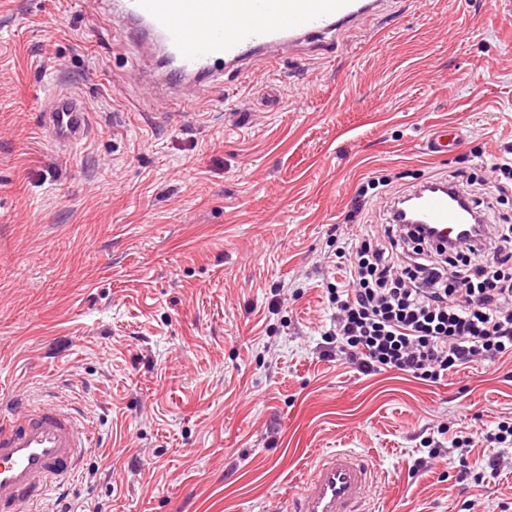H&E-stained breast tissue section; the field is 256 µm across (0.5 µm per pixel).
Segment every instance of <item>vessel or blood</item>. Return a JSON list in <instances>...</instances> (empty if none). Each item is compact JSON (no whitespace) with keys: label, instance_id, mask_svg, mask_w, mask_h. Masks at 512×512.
I'll use <instances>...</instances> for the list:
<instances>
[{"label":"vessel or blood","instance_id":"1","mask_svg":"<svg viewBox=\"0 0 512 512\" xmlns=\"http://www.w3.org/2000/svg\"><path fill=\"white\" fill-rule=\"evenodd\" d=\"M381 0H123L126 14L157 33L174 57L176 71L215 83L221 64L245 67L249 57L284 40L324 36ZM45 122L55 139L76 146L90 133L89 113L72 92L44 102ZM458 136L439 126L427 148L444 154ZM457 190L431 180L412 193L421 223L463 229L468 216ZM93 439L85 418L71 406L30 401L0 416V512H30L51 490L77 473ZM379 468L367 455L336 449L319 456L291 500V512H366Z\"/></svg>","mask_w":512,"mask_h":512}]
</instances>
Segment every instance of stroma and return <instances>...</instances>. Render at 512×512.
I'll list each match as a JSON object with an SVG mask.
<instances>
[{
	"mask_svg": "<svg viewBox=\"0 0 512 512\" xmlns=\"http://www.w3.org/2000/svg\"><path fill=\"white\" fill-rule=\"evenodd\" d=\"M167 75L101 0H0V404L77 406L95 437L34 512H288L338 448L382 472L369 512H512V441L485 440L512 357L431 384L325 336L361 184L381 224L512 149V0H387L191 99ZM55 88L91 107L79 148L42 122ZM444 123L460 145L430 155Z\"/></svg>",
	"mask_w": 512,
	"mask_h": 512,
	"instance_id": "35a3bbf8",
	"label": "stroma"
}]
</instances>
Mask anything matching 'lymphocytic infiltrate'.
Here are the masks:
<instances>
[{"label": "lymphocytic infiltrate", "mask_w": 512, "mask_h": 512, "mask_svg": "<svg viewBox=\"0 0 512 512\" xmlns=\"http://www.w3.org/2000/svg\"><path fill=\"white\" fill-rule=\"evenodd\" d=\"M361 185L347 214L354 234L335 256L344 285L329 284L337 352L366 374L397 371L437 383L475 362L512 354V224L449 249L394 225L376 231Z\"/></svg>", "instance_id": "1"}]
</instances>
